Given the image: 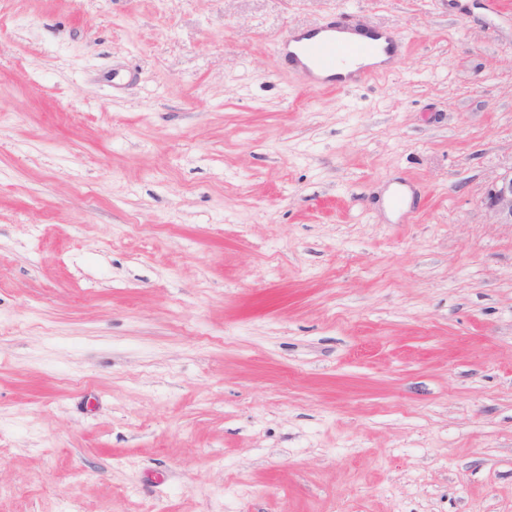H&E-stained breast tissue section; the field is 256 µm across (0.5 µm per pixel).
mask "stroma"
<instances>
[{"mask_svg": "<svg viewBox=\"0 0 512 512\" xmlns=\"http://www.w3.org/2000/svg\"><path fill=\"white\" fill-rule=\"evenodd\" d=\"M511 166L512 0H0V512H512ZM359 26L354 19L341 18L316 30L300 34L291 31L282 43L283 47L287 46L288 66L310 83L337 89H344L352 83L380 75L379 69L365 64L385 66V56L389 61L397 59L401 56L402 45L392 34L377 29H368L365 33L367 40H350L339 35L363 32ZM320 33L323 35L317 37ZM292 43L295 44L297 51L291 50ZM377 54L385 56L371 57L366 59L364 64L358 63ZM353 66L355 69L350 70L346 76L336 75V69L339 67L347 69ZM314 70L329 73L331 76L318 77ZM485 207L495 224H512V168L492 182L486 192Z\"/></svg>", "mask_w": 512, "mask_h": 512, "instance_id": "1", "label": "stroma"}]
</instances>
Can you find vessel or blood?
I'll use <instances>...</instances> for the list:
<instances>
[{
    "mask_svg": "<svg viewBox=\"0 0 512 512\" xmlns=\"http://www.w3.org/2000/svg\"><path fill=\"white\" fill-rule=\"evenodd\" d=\"M358 30L356 20L342 18L319 32H290L286 38L292 46L287 53L289 66L308 82L339 89L378 76V69L367 65V57L382 54L397 59L402 45L392 34L377 29L368 30L366 39H355ZM342 67L347 75H339Z\"/></svg>",
    "mask_w": 512,
    "mask_h": 512,
    "instance_id": "vessel-or-blood-1",
    "label": "vessel or blood"
}]
</instances>
